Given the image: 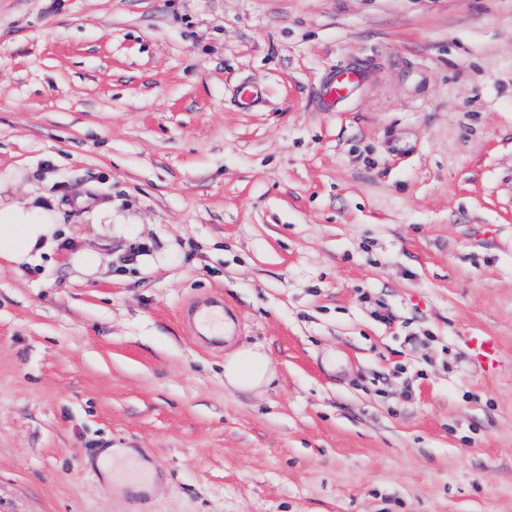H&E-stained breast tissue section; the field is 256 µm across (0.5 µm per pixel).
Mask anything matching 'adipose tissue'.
<instances>
[{
  "label": "adipose tissue",
  "instance_id": "ef3b65f1",
  "mask_svg": "<svg viewBox=\"0 0 512 512\" xmlns=\"http://www.w3.org/2000/svg\"><path fill=\"white\" fill-rule=\"evenodd\" d=\"M51 196L0 200V259L21 269L39 264L63 242ZM274 378L269 355L258 345L243 346L224 360V384L241 391L257 390Z\"/></svg>",
  "mask_w": 512,
  "mask_h": 512
}]
</instances>
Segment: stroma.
<instances>
[{"label":"stroma","mask_w":512,"mask_h":512,"mask_svg":"<svg viewBox=\"0 0 512 512\" xmlns=\"http://www.w3.org/2000/svg\"><path fill=\"white\" fill-rule=\"evenodd\" d=\"M32 193L69 238L0 265V512H512V0H0ZM243 345L267 387H225ZM69 261L73 268L87 278H96L106 264L102 263L101 255L92 249L79 248L70 253ZM467 347L479 371L489 373L496 369L501 358V348L496 336L476 332L469 336ZM274 378L269 355L258 345L243 346L224 359V385L241 391L257 390Z\"/></svg>","instance_id":"1"}]
</instances>
